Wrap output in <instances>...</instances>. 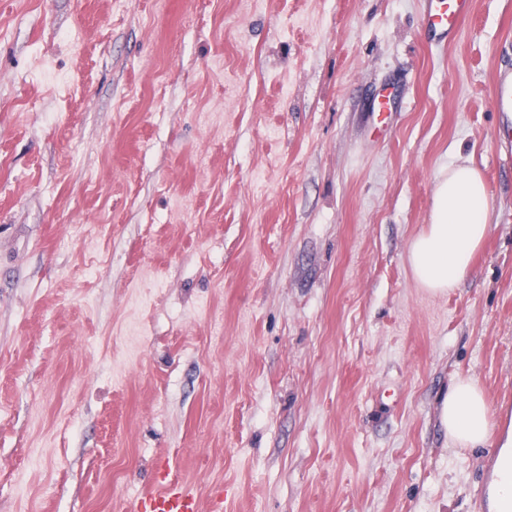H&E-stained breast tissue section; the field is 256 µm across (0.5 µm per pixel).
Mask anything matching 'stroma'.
I'll use <instances>...</instances> for the list:
<instances>
[{"mask_svg":"<svg viewBox=\"0 0 512 512\" xmlns=\"http://www.w3.org/2000/svg\"><path fill=\"white\" fill-rule=\"evenodd\" d=\"M428 4L0 0V512H119L163 460L205 512H485L438 405L471 375L506 432L512 0L440 46ZM457 151L490 230L434 295ZM492 106L499 113L503 124L512 123V80L502 79L495 87L492 95ZM489 199L472 156L448 163L432 199L430 224L408 244L407 261L420 287L433 294L457 288L473 271L489 232Z\"/></svg>","mask_w":512,"mask_h":512,"instance_id":"stroma-1","label":"stroma"}]
</instances>
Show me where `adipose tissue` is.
Listing matches in <instances>:
<instances>
[{"instance_id":"adipose-tissue-1","label":"adipose tissue","mask_w":512,"mask_h":512,"mask_svg":"<svg viewBox=\"0 0 512 512\" xmlns=\"http://www.w3.org/2000/svg\"><path fill=\"white\" fill-rule=\"evenodd\" d=\"M489 199L473 158L449 163L437 182L431 219L407 249L410 271L420 287L438 294L458 287L489 232ZM440 423L455 448L488 445L491 425L484 392L469 375H457L441 402Z\"/></svg>"}]
</instances>
